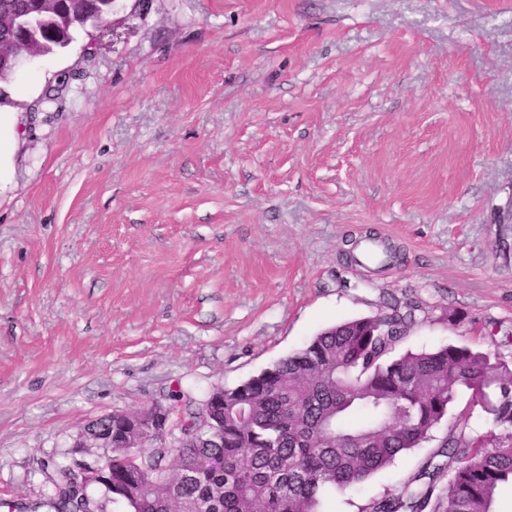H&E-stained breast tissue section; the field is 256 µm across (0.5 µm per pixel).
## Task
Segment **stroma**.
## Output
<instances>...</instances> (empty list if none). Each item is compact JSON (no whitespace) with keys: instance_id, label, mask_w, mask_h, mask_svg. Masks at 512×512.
<instances>
[{"instance_id":"35a3bbf8","label":"stroma","mask_w":512,"mask_h":512,"mask_svg":"<svg viewBox=\"0 0 512 512\" xmlns=\"http://www.w3.org/2000/svg\"><path fill=\"white\" fill-rule=\"evenodd\" d=\"M135 23L21 62L0 104V512H47L48 458L100 462L87 421L202 401L396 300L427 311L403 350L512 355V0H152ZM370 237L397 262L357 265Z\"/></svg>"}]
</instances>
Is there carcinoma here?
<instances>
[{
    "label": "carcinoma",
    "instance_id": "1",
    "mask_svg": "<svg viewBox=\"0 0 512 512\" xmlns=\"http://www.w3.org/2000/svg\"><path fill=\"white\" fill-rule=\"evenodd\" d=\"M109 0H0V40L61 35L86 16L108 15ZM422 306L397 301L374 316L329 327L300 350L234 388L224 406L212 395L181 422L219 426L217 440L188 430L181 445L130 450L114 412L87 423L112 429V488L99 489L129 512H323L330 491L346 492L432 439L461 390L492 416L487 441L466 435L459 413L440 443L396 488L360 512H495L512 486V369L504 358L467 345L397 353ZM455 463L452 469L442 459ZM48 504L55 512L90 507L87 486L55 460Z\"/></svg>",
    "mask_w": 512,
    "mask_h": 512
}]
</instances>
